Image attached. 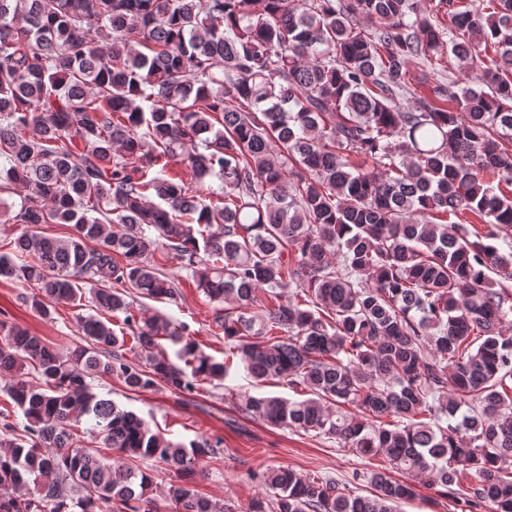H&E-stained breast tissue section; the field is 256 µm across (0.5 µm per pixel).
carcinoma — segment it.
Here are the masks:
<instances>
[{"label":"carcinoma","instance_id":"carcinoma-1","mask_svg":"<svg viewBox=\"0 0 512 512\" xmlns=\"http://www.w3.org/2000/svg\"><path fill=\"white\" fill-rule=\"evenodd\" d=\"M441 4L446 25L416 0H0V190L23 188L11 221L27 226L0 279L29 285L43 318L88 292L121 320L76 314L65 353L0 322L23 416L0 409V512H157L138 459L185 478L173 512H238L188 481L218 444L175 443L92 382L191 393L235 357L307 393L248 394L245 415L403 474L354 473L373 486L362 496L271 467L256 477L273 498L248 512H396L422 480L462 512H512V253L495 243L512 228L496 190L512 187V0ZM447 51L474 79L436 78L404 110L411 64ZM164 158L217 185L153 174ZM159 248L225 305L224 359L136 307L183 297Z\"/></svg>","mask_w":512,"mask_h":512}]
</instances>
